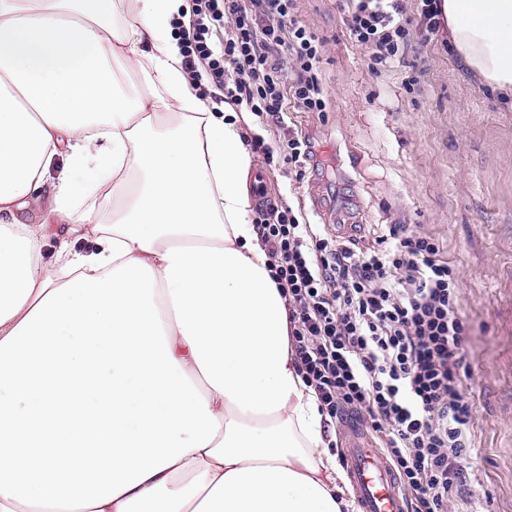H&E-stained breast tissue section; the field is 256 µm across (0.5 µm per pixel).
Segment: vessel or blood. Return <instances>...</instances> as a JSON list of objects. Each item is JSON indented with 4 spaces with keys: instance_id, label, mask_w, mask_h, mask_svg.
<instances>
[{
    "instance_id": "vessel-or-blood-1",
    "label": "vessel or blood",
    "mask_w": 512,
    "mask_h": 512,
    "mask_svg": "<svg viewBox=\"0 0 512 512\" xmlns=\"http://www.w3.org/2000/svg\"><path fill=\"white\" fill-rule=\"evenodd\" d=\"M346 466L357 491L360 512H405L399 483L364 438L347 436Z\"/></svg>"
}]
</instances>
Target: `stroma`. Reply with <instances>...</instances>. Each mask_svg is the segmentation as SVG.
Listing matches in <instances>:
<instances>
[{"mask_svg": "<svg viewBox=\"0 0 512 512\" xmlns=\"http://www.w3.org/2000/svg\"><path fill=\"white\" fill-rule=\"evenodd\" d=\"M340 0H295L294 18L324 41L323 112L284 114L317 158L293 173L281 127L251 115L253 169L276 202L304 224L366 243L388 225L439 240L457 267L470 326L464 383L475 418L462 464L479 483L456 512H512V110L481 85L440 39L412 34L403 66L372 74L352 47Z\"/></svg>", "mask_w": 512, "mask_h": 512, "instance_id": "1", "label": "stroma"}]
</instances>
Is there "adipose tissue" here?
Instances as JSON below:
<instances>
[{
	"mask_svg": "<svg viewBox=\"0 0 512 512\" xmlns=\"http://www.w3.org/2000/svg\"><path fill=\"white\" fill-rule=\"evenodd\" d=\"M113 8L0 0V512H355L248 221L246 117L191 91L187 0ZM440 10L512 99V0ZM63 150L56 212L97 246L48 266L15 213ZM107 184L108 228L73 204Z\"/></svg>",
	"mask_w": 512,
	"mask_h": 512,
	"instance_id": "1",
	"label": "adipose tissue"
}]
</instances>
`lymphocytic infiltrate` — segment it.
I'll use <instances>...</instances> for the list:
<instances>
[{
  "instance_id": "obj_1",
  "label": "lymphocytic infiltrate",
  "mask_w": 512,
  "mask_h": 512,
  "mask_svg": "<svg viewBox=\"0 0 512 512\" xmlns=\"http://www.w3.org/2000/svg\"><path fill=\"white\" fill-rule=\"evenodd\" d=\"M440 0H345L342 22L372 73L404 62L412 31L444 29ZM294 0H190L182 66L206 75L214 102L279 121L287 106L322 112V41L297 24ZM228 27L222 47L214 28ZM271 277L288 299L291 346L332 423L353 415L396 472L412 512H448L472 477L460 466L475 407L463 378L469 324L459 275L432 237L393 224L374 244L335 240L292 208L257 220Z\"/></svg>"
}]
</instances>
